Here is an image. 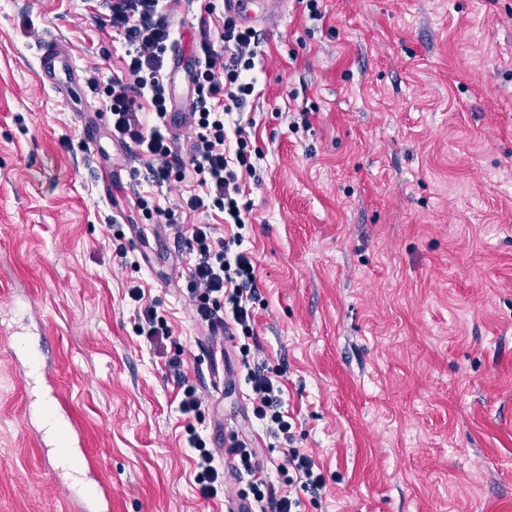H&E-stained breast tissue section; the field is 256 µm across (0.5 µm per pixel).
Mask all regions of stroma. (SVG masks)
Returning <instances> with one entry per match:
<instances>
[{
    "mask_svg": "<svg viewBox=\"0 0 512 512\" xmlns=\"http://www.w3.org/2000/svg\"><path fill=\"white\" fill-rule=\"evenodd\" d=\"M224 16L168 0L193 25L182 67L165 54L177 98ZM255 29L239 229L185 207L199 177L157 184L113 135L103 89L127 46L105 0H0V512H228L248 482L203 496L193 430L221 467L233 431L311 455L325 486L303 512H512V0H288ZM53 40L78 67L65 96L40 76ZM194 224L255 262V359L283 372L290 440L249 422L240 353L212 355L183 292ZM148 308L170 339L141 335ZM32 336L50 370L30 382ZM186 385L200 416L178 409ZM73 427L110 501L57 455Z\"/></svg>",
    "mask_w": 512,
    "mask_h": 512,
    "instance_id": "stroma-1",
    "label": "stroma"
}]
</instances>
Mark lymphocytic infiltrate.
<instances>
[{
    "instance_id": "f902f5d3",
    "label": "lymphocytic infiltrate",
    "mask_w": 512,
    "mask_h": 512,
    "mask_svg": "<svg viewBox=\"0 0 512 512\" xmlns=\"http://www.w3.org/2000/svg\"><path fill=\"white\" fill-rule=\"evenodd\" d=\"M162 0H113L109 7L114 27L123 29L130 59L126 80L107 85V106L113 116V132L122 140H131L152 160L156 182H167L174 167L189 163L195 173L204 175V195L192 196L190 208L212 205L223 213L225 223L244 226L246 215L239 204L240 173L256 170V156L245 136H237L235 151H227L224 117L233 108L241 107L254 91L249 71L255 67L258 39L249 28L238 26L233 19L224 21V48L227 62H219L208 42H201L202 57L195 69L197 98L186 120L196 140L186 158H179L163 132L168 114V91L162 74L165 53L172 31L165 22ZM146 97L155 118L153 125H144L141 115L130 99L131 93ZM196 261L191 271L190 299L201 322L215 325L224 321L235 326L242 336L254 333L252 300L258 296L256 268L244 252L230 253L223 241L212 235L210 225L199 224L191 234ZM248 381L253 394L252 415L276 434H289L291 426L283 411L281 389L264 370L252 369ZM189 445L197 456L194 481L203 496H216L224 487V471L214 463V456L200 434H192ZM234 469L252 476L253 500L266 501L265 460L246 443L235 448ZM287 485H300L304 490L318 491L324 477L317 473L312 457L299 449H288L277 466ZM270 501V500H267ZM272 512H295L300 501L284 494L270 501Z\"/></svg>"
}]
</instances>
